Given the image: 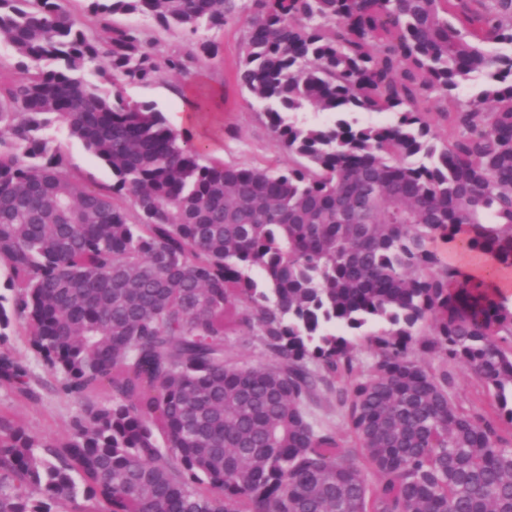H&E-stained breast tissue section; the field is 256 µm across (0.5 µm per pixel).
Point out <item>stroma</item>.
Returning <instances> with one entry per match:
<instances>
[{
	"mask_svg": "<svg viewBox=\"0 0 512 512\" xmlns=\"http://www.w3.org/2000/svg\"><path fill=\"white\" fill-rule=\"evenodd\" d=\"M244 33V19L229 20L210 33L220 46L218 56L197 60L189 77L166 74L156 83L132 84L125 91L132 100L155 103L171 120L184 100L207 96L208 110L197 113L191 124L179 127L182 137L202 148L212 161L284 168L290 159L268 127L261 106L251 103L248 93L235 82ZM17 411L31 433L51 439L67 432L75 407L56 391L47 390L42 404H21Z\"/></svg>",
	"mask_w": 512,
	"mask_h": 512,
	"instance_id": "35a3bbf8",
	"label": "stroma"
}]
</instances>
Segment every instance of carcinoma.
Masks as SVG:
<instances>
[{
    "mask_svg": "<svg viewBox=\"0 0 512 512\" xmlns=\"http://www.w3.org/2000/svg\"><path fill=\"white\" fill-rule=\"evenodd\" d=\"M85 2L0 0V390L77 407L49 441L0 407V512H512V431L448 370L512 425V304L437 248L465 229L512 268V0H250L236 80L286 170L212 162L123 92L216 57L244 0ZM142 19L187 49L159 65ZM61 142L72 168L97 183L109 184L112 182L110 171L99 165L78 142L64 138L61 139ZM231 343L239 361L254 366L264 362L263 351L258 344L245 338H232ZM453 377L454 391L467 406L473 405L477 409L491 410V399L486 395L477 393L474 379L464 368H455Z\"/></svg>",
    "mask_w": 512,
    "mask_h": 512,
    "instance_id": "carcinoma-1",
    "label": "carcinoma"
}]
</instances>
